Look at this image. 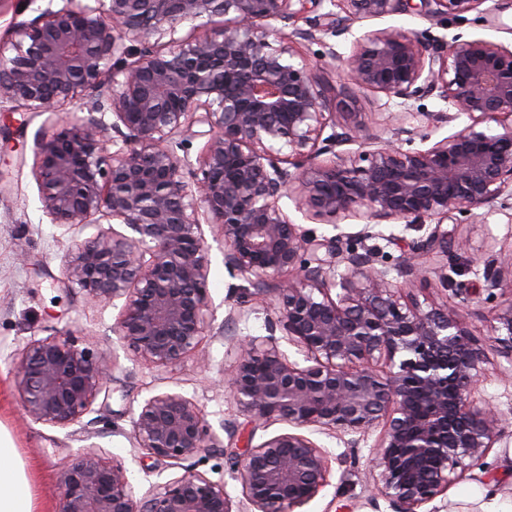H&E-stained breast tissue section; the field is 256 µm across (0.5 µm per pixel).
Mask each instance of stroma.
<instances>
[{
  "instance_id": "35a3bbf8",
  "label": "stroma",
  "mask_w": 512,
  "mask_h": 512,
  "mask_svg": "<svg viewBox=\"0 0 512 512\" xmlns=\"http://www.w3.org/2000/svg\"><path fill=\"white\" fill-rule=\"evenodd\" d=\"M389 26L448 39L484 38L511 49L512 0H483L474 11L439 21L410 15L364 19L354 24L353 32L359 36ZM323 80L329 104L345 102L356 111L372 114L384 109L383 95L357 88L340 73L325 71ZM45 120V115L23 109L0 112V170L11 173L13 180L12 193L0 195V430L10 435L18 451L40 512H56V477L79 449L90 444L99 446L105 457L126 465L135 496L180 476L182 466L144 457L131 438L133 410L146 397L168 389L181 391L205 410L222 445L196 459L194 466L223 483L231 500H239L241 485L232 470L234 451L248 443L260 444L284 432L286 426L279 422L256 426L242 415L224 382L225 371L235 361L234 352L224 341V328L232 326L242 337L272 334L277 341H284L283 330H268L276 318L271 301L258 299L244 307L238 304V288L243 281L226 270L217 229L204 226L210 246L213 308L212 328L202 343L208 366H200L193 356L170 368L135 360L112 331L119 306L90 304L78 289L63 282L62 261L71 246V236L43 213L41 189L29 166L36 134ZM444 227L463 243L452 260L449 282L444 285L430 278L414 296L425 308L445 303L463 306L469 328L487 348L480 394L497 407L505 423L498 443L482 465L472 467L467 479L450 486L431 506L436 512H512V378L502 373L508 361L490 327L491 310L511 305L512 289L498 291L494 299L468 304L453 290L454 283L460 281L481 287V279L470 270L473 255L488 258L512 249V208L494 204L483 209L480 219L470 221L455 215L445 220ZM380 229L381 236L369 239L368 244L379 248L383 266L392 271L400 261L401 249L388 242V235L417 238L431 232L432 226L389 220L382 222ZM56 331L71 332L79 347L99 358H117L119 363L113 381L99 395L92 411L81 423L68 428L33 422L25 416L15 391L18 353L31 340ZM312 438L328 452L330 477L328 485L301 512H340L347 505L353 512H390L386 501L369 502L367 458L377 432H370L355 450L334 434L316 432Z\"/></svg>"
}]
</instances>
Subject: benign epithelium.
<instances>
[{"label":"benign epithelium","mask_w":512,"mask_h":512,"mask_svg":"<svg viewBox=\"0 0 512 512\" xmlns=\"http://www.w3.org/2000/svg\"><path fill=\"white\" fill-rule=\"evenodd\" d=\"M0 41V102L52 116L86 100L87 115L47 129L31 173L52 223L101 218L126 231L77 239L64 283L95 303L122 302L113 333L154 367L200 354L211 326L210 246L217 227L224 266L249 283L239 304L272 296L292 361L275 338L227 341L236 360L227 383L252 424L288 431L234 454L245 512H294L329 483V460L304 430L349 436L371 450L372 492L392 512L423 507L464 478L498 441L501 418L478 400L484 349L460 310L402 303L428 275L448 285V256L464 243L437 226L397 239L399 278L352 236L307 233L280 205L309 219L354 215L362 235L386 219L408 223L512 199V50L483 38L426 40L384 28L351 40L347 53L323 39L353 35L363 19L461 16L483 0H61ZM343 16L336 17L334 8ZM224 19L214 38L188 40L178 26ZM304 26H298V22ZM317 43L316 62L294 51ZM333 69L401 108L367 120L328 111L318 71ZM438 112L413 107L421 98ZM466 118L426 149L440 129ZM496 126H491V123ZM329 135H324L326 128ZM393 137L384 138L389 129ZM206 138L191 158L187 141ZM375 148L352 154L344 145ZM483 264L493 297L512 256ZM496 341L512 353V304L491 312ZM113 367L67 335L22 350L16 390L34 421L66 428L89 413ZM137 447L182 463L218 447L204 409L174 390L132 416ZM58 512H233L224 486L187 468L142 498L122 462L92 446L57 475Z\"/></svg>","instance_id":"obj_1"}]
</instances>
